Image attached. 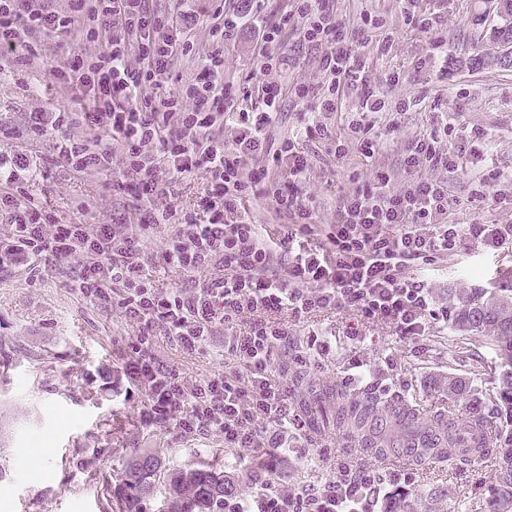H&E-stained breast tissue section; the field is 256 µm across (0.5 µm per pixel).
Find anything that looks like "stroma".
<instances>
[{"mask_svg":"<svg viewBox=\"0 0 512 512\" xmlns=\"http://www.w3.org/2000/svg\"><path fill=\"white\" fill-rule=\"evenodd\" d=\"M161 11L183 10L200 22L193 31V49L174 68L192 78L205 65L209 50L205 23L216 0H156ZM347 32H357L363 15L380 16L384 29L362 38L360 61L366 86L344 88L334 112L320 114L328 138L306 141L315 221L330 223L336 204L351 187L352 176L369 177L378 168L391 170L394 187L412 179L403 166L406 144L416 136L451 124L450 138L463 167L445 174L448 221L452 224L512 223V67L497 64L489 42L497 25L484 0H420L419 10L439 14L441 35L447 44L448 69L429 63L431 39L407 25L399 0H336ZM257 32L243 26L238 43L224 51V77L244 81L249 95L243 108L260 105L258 85L265 80L253 51ZM48 44L41 55L0 71V156L17 153L40 156L47 176L30 184L36 201L57 221L68 224H108L131 210L128 198L113 194L112 175L76 174L50 158L49 145L29 140L27 117L32 112L73 110L77 102L54 83L53 69L64 66L69 47ZM282 84L300 82L317 95L323 77L317 69L316 49L301 42L297 30L285 37ZM398 73V85L386 77ZM382 98V112L369 115L372 133L383 146L367 158L349 145L337 155V142H347L349 124L358 116L364 89ZM406 110H397L398 102ZM501 174L496 202L480 206L470 194V179L486 165ZM89 206L78 213L79 203ZM512 270V239L495 250L464 245L456 255L423 266L432 288L435 309L448 305L453 288L475 291L502 280ZM277 318L288 329V346L280 351L276 369L288 389V408L306 415L312 405L335 407L336 393L348 390L374 394L370 411L382 429L394 423L400 405L414 409L406 434L427 430L436 414L460 421L483 416L497 421L499 410L491 396L498 392L500 363L490 345L447 322L430 321L423 336H400L394 325L367 320L341 308L315 312L297 319L288 312ZM134 327L119 311L90 305L68 284L65 273H50L37 283L26 273L0 276V512H113L106 483L115 482L135 449L151 448L160 457V470L192 464L234 474L239 493L252 491L253 452L225 447L222 439L196 434L183 437L163 426L149 427L139 413L143 391L123 374L127 340ZM325 335L329 348L311 365L298 367L293 358L305 350L311 334ZM152 351L185 376L202 380L221 369V359L188 355L163 337H155ZM465 382L464 398L449 397L442 388L448 376ZM302 446L311 448L310 462L292 460L277 473L289 490L319 488L343 469L367 468L382 476L381 493L392 502H404L411 512H492V491L498 481L497 456L457 467L435 458L425 464L401 466L399 449L373 456L350 443L344 431H323L306 425ZM409 473L410 487L392 485V475Z\"/></svg>","mask_w":512,"mask_h":512,"instance_id":"35a3bbf8","label":"stroma"}]
</instances>
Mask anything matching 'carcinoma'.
I'll use <instances>...</instances> for the list:
<instances>
[{
    "instance_id": "obj_1",
    "label": "carcinoma",
    "mask_w": 512,
    "mask_h": 512,
    "mask_svg": "<svg viewBox=\"0 0 512 512\" xmlns=\"http://www.w3.org/2000/svg\"><path fill=\"white\" fill-rule=\"evenodd\" d=\"M452 326L477 339L490 341L502 370L499 375V404L512 421V287L485 288L475 295L457 288L449 295ZM336 427L351 434L357 445L377 452L387 447L390 436L369 423L362 401L344 393L336 394ZM436 438L419 449L423 457L433 456L460 465L471 456H482L502 443L499 452L500 482L496 493L497 512H512V430L492 426L475 418L450 423L443 428V416L433 420ZM159 460L153 452L135 453L116 484L112 500L119 512H132L140 500L157 492ZM167 507L161 512H224V471L211 467H183L172 473L168 484Z\"/></svg>"
}]
</instances>
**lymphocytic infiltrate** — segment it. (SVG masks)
Returning a JSON list of instances; mask_svg holds the SVG:
<instances>
[{"instance_id": "1", "label": "lymphocytic infiltrate", "mask_w": 512, "mask_h": 512, "mask_svg": "<svg viewBox=\"0 0 512 512\" xmlns=\"http://www.w3.org/2000/svg\"><path fill=\"white\" fill-rule=\"evenodd\" d=\"M295 18L303 21V41L320 51L324 90L299 136L277 139L272 129L284 95H308L302 85L284 90L276 78ZM196 25L191 13L161 12L150 0H69L63 11L50 0H0V61L39 54L43 41L74 33L97 45L94 54L71 49L55 72L59 89L75 93L85 111L30 113L27 134L48 142L52 159L70 171L116 172L113 192L136 204L117 223L62 224L35 204L22 180L31 169L27 154L0 159V214L10 220L0 235V274L22 271L37 282L63 269L91 304L122 309L136 327L123 370L143 389L146 425L210 432L228 448L270 449L257 491L225 495L224 512H377L370 470L297 494L275 482L304 424L289 419L274 369L288 332L273 315L285 310L299 319L345 308L386 320L401 336L423 335L435 315L433 297L413 268L467 242L498 247L512 237V224L448 223V188L438 174L459 169L460 156L434 133L412 139L403 164L409 173L435 171V178L395 190L391 172L376 169L355 180L332 223H315L310 162L299 140L322 134L318 115L336 111L341 90L362 80L357 39L345 32L336 0H291L259 28L255 54L267 80L255 110L240 108V87L224 78L238 14L216 8L206 66L188 80L176 73L174 61L191 51ZM192 173L204 176V196L196 209L174 207L180 178ZM263 195L282 220L278 235L254 223L244 206ZM161 224L170 228L167 243L148 252ZM166 269L196 282L160 287L155 274ZM158 336L190 354L222 350L224 367L187 380L152 353Z\"/></svg>"}]
</instances>
